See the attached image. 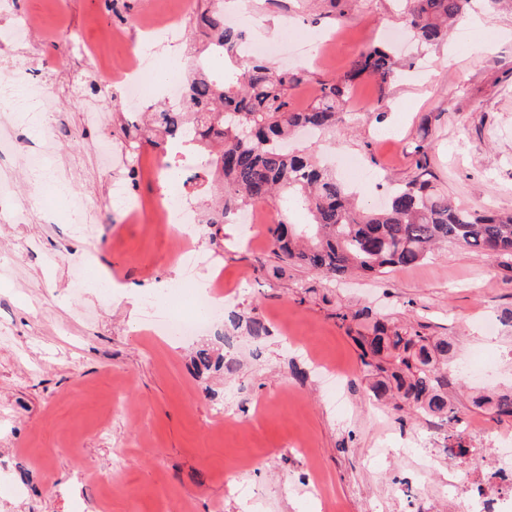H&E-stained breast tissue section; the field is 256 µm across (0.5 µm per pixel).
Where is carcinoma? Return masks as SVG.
<instances>
[{
  "label": "carcinoma",
  "mask_w": 512,
  "mask_h": 512,
  "mask_svg": "<svg viewBox=\"0 0 512 512\" xmlns=\"http://www.w3.org/2000/svg\"><path fill=\"white\" fill-rule=\"evenodd\" d=\"M402 22L423 45H436L465 15L472 0H404ZM191 39L210 56L234 59L236 84L224 72L198 67V74L184 88L186 106L142 112L123 120L120 129L126 149L156 147L166 140L183 141L210 152L215 179L207 193L200 223L211 242L224 229L228 211L257 203L275 205L286 200L308 215L306 224L280 219L269 233L283 261H300L325 275L350 270L379 276L394 268H408L426 261L441 244L467 247L489 259L512 258V213L464 210L448 201L430 178L427 162L432 141L424 132L413 143L419 173L395 188L387 205L365 212L356 203L357 192L336 178L312 157L284 148L299 129L324 131L336 126L339 111L363 75L384 86L395 80L404 64L387 47H369L349 71L334 83H325L304 111L290 108L288 91L302 76L272 67L262 58H240L236 50L245 32L224 24V9L212 0L193 18ZM342 321L358 322L354 341L360 360L373 378L372 397L390 401L393 409L415 408L421 414L445 421L455 428L452 447L466 448L457 429L459 411L448 390L461 379L448 369L455 355L446 336H425L373 315L367 310L338 313ZM235 330L246 327L261 340L268 329L259 320L229 319ZM231 367V361L201 350L195 365L212 363ZM472 404L498 418L512 417V391L500 395L478 393Z\"/></svg>",
  "instance_id": "cac0c4a2"
}]
</instances>
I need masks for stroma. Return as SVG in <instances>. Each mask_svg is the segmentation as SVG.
<instances>
[{
	"mask_svg": "<svg viewBox=\"0 0 512 512\" xmlns=\"http://www.w3.org/2000/svg\"><path fill=\"white\" fill-rule=\"evenodd\" d=\"M13 14L38 16L34 41L0 55L37 80L105 85L98 104L125 111L119 63L124 41L111 27L143 13L189 22L197 0H11ZM399 0H224L228 16L253 20L249 37L294 41L335 36L334 58L303 67L289 92L293 110L312 104L321 84L342 77L361 51L403 28ZM496 46L460 52L456 38L438 48L408 42L400 54L414 69L387 85L356 81L335 131L300 145L312 154L358 157L375 171L360 183L365 202L380 207L391 183L417 173L411 149L429 124L428 169L461 208L512 212V12L495 13ZM112 65L100 74L90 53ZM386 113L377 122V113ZM47 121L63 156L81 172L71 194L99 217L88 238L69 231L76 216L47 183L16 177L23 224L0 222V512H448L434 501L448 476L444 454L427 460L377 455L383 435L421 430L414 414L379 418L359 351L336 322L337 309L367 307L426 336L454 337L458 357L505 351L496 379L512 382V259H488L448 246L411 268L383 277L331 282L306 266L282 262L266 225L243 244L225 224L221 242L201 245L224 274V312L260 320L261 342L228 337L223 326L174 343L142 325L123 290L102 293L100 279L145 287L178 281L168 260L174 245L147 214L164 190L145 175L139 192L146 214L125 224L110 203L100 143L119 146L120 120L86 126L84 102L59 99ZM91 255L90 284L76 288L62 256ZM231 356L233 370L197 374L198 350ZM348 372L345 405L335 410L313 375L314 360Z\"/></svg>",
	"mask_w": 512,
	"mask_h": 512,
	"instance_id": "stroma-1",
	"label": "stroma"
}]
</instances>
